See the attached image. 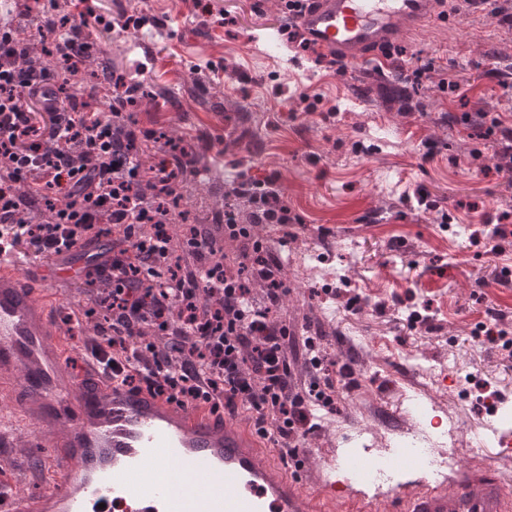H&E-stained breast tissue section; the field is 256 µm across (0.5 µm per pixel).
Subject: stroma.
<instances>
[{"label": "stroma", "instance_id": "obj_1", "mask_svg": "<svg viewBox=\"0 0 512 512\" xmlns=\"http://www.w3.org/2000/svg\"><path fill=\"white\" fill-rule=\"evenodd\" d=\"M96 10L118 25L93 32L103 69L154 92L139 127L175 129L213 164L180 188L197 223H213L215 199L253 212L247 183L281 188L291 233L259 229L288 277L280 313L332 364L333 405L298 442L311 454L305 485L317 487L321 461L364 447L388 455L427 432L418 395L452 431L431 456L497 464L491 431H512V347L483 329L512 339V287L500 285L512 268V186L489 127L494 117L512 126L498 85L512 74V35L488 12H454L397 45L385 72L378 60L338 67L315 49L281 48L278 0H212L208 15L194 0H97ZM420 63L429 72L418 83ZM392 84L411 91L412 110L381 98ZM497 227L504 235L491 238ZM425 376L432 385L417 391ZM45 452L14 451L0 484L41 494Z\"/></svg>", "mask_w": 512, "mask_h": 512}]
</instances>
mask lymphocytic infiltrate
I'll list each match as a JSON object with an SVG mask.
<instances>
[{
    "label": "lymphocytic infiltrate",
    "instance_id": "f902f5d3",
    "mask_svg": "<svg viewBox=\"0 0 512 512\" xmlns=\"http://www.w3.org/2000/svg\"><path fill=\"white\" fill-rule=\"evenodd\" d=\"M41 3L13 0L35 36L0 26V226L9 249L33 247L53 271L84 259L90 304L109 318L87 326L88 304L78 302L68 322L85 331L87 357L114 379L181 405L254 413L258 433L290 455L288 441L312 432L333 399L319 382L292 380L298 358L318 371L323 361L312 338L297 341L279 317L282 263L253 232L257 223H291L279 187L271 180L253 193V225L225 211L235 253L204 224L174 234L183 212L155 199L197 174L194 148L170 139L163 160L145 166L135 145L156 132L128 124L121 110L138 83L112 74L100 85L85 75L100 52L90 34L103 17L90 9L50 18ZM104 237L111 248L95 251ZM256 283L265 287L261 307Z\"/></svg>",
    "mask_w": 512,
    "mask_h": 512
}]
</instances>
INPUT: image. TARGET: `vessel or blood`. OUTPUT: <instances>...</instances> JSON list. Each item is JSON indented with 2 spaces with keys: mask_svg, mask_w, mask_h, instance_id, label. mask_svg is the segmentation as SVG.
Returning <instances> with one entry per match:
<instances>
[{
  "mask_svg": "<svg viewBox=\"0 0 512 512\" xmlns=\"http://www.w3.org/2000/svg\"><path fill=\"white\" fill-rule=\"evenodd\" d=\"M285 12L312 45L350 64L444 19L436 0H292ZM56 311L40 274L0 256V447H27L31 432L50 443L46 489L15 492L0 512H124L130 501L135 512H374L352 486L305 489L308 452L286 467L246 419L122 385L91 360L71 371ZM386 466L414 476L387 512H512L497 468L456 466L434 484L419 479L413 456Z\"/></svg>",
  "mask_w": 512,
  "mask_h": 512,
  "instance_id": "1",
  "label": "vessel or blood"
}]
</instances>
